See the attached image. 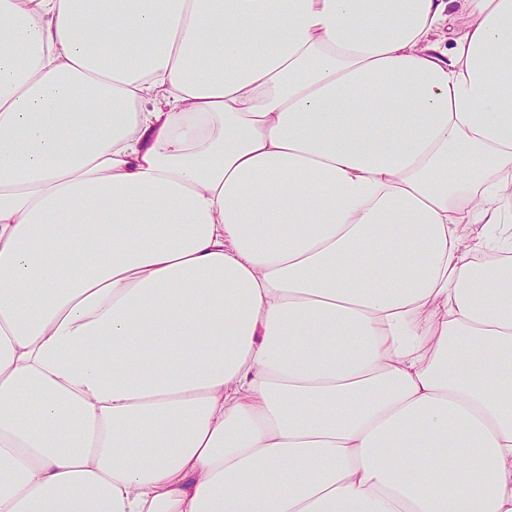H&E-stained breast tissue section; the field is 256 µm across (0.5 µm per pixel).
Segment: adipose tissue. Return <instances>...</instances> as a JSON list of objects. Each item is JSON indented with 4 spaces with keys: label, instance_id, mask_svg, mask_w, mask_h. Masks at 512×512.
<instances>
[{
    "label": "adipose tissue",
    "instance_id": "ef3b65f1",
    "mask_svg": "<svg viewBox=\"0 0 512 512\" xmlns=\"http://www.w3.org/2000/svg\"><path fill=\"white\" fill-rule=\"evenodd\" d=\"M0 512H512V0H0Z\"/></svg>",
    "mask_w": 512,
    "mask_h": 512
}]
</instances>
